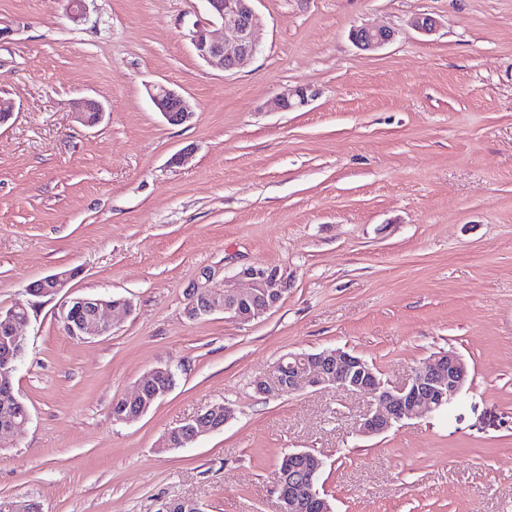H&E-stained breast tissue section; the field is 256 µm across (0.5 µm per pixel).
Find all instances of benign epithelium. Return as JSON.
<instances>
[{
  "label": "benign epithelium",
  "instance_id": "7a95c632",
  "mask_svg": "<svg viewBox=\"0 0 512 512\" xmlns=\"http://www.w3.org/2000/svg\"><path fill=\"white\" fill-rule=\"evenodd\" d=\"M211 18L234 36L232 46L216 39L205 26L193 25L190 40L196 55L209 64L232 71L253 58L260 49L259 34L262 19L256 12L254 0H204ZM354 42L363 50H375L389 43L394 32L384 27H362L352 33ZM150 100L170 125L179 126L194 115V107L182 94L163 85L149 87ZM281 108L290 110L305 105L307 90L299 88L279 98ZM104 112L102 103L84 98L77 103L76 115L84 125H97ZM76 277V272L64 270L30 282L25 292L37 298H54ZM245 281L246 287L238 286ZM285 292V282L277 268L245 267L233 276L221 269H205L194 284L191 293H205L212 297L201 314L222 313L237 322H250L274 309ZM128 307L124 299L113 297H71L64 301L59 318L69 334L80 340L93 339L110 332L111 324L105 313ZM86 308L92 321L74 320L75 312ZM29 321L28 305L20 301L7 310L0 309V397L8 403L18 402L13 387L15 361L25 349V339L18 328ZM165 374L162 368L152 371L136 386L134 398L141 399L134 413L120 417L124 422L146 414L153 402L168 394L161 389L146 400L144 389ZM470 376L465 359L454 351L441 354L417 368L407 383L387 387L377 370L358 356L340 349L318 353H294L280 361L272 373L255 381L256 390L266 396L290 395L307 387H327L351 394H367L377 407L368 411L360 423V432L374 436L389 430L405 419L420 417L453 402L462 392ZM230 407L215 404L176 428V433L188 434L187 440L216 432L223 428L220 420H229ZM324 466L322 458L308 450H294L285 457L284 468L276 483L286 491L279 494L278 512H332L326 498L320 496L316 484ZM159 512H204L194 499L170 500L161 503Z\"/></svg>",
  "mask_w": 512,
  "mask_h": 512
}]
</instances>
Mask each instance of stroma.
I'll return each mask as SVG.
<instances>
[{"mask_svg":"<svg viewBox=\"0 0 512 512\" xmlns=\"http://www.w3.org/2000/svg\"><path fill=\"white\" fill-rule=\"evenodd\" d=\"M0 0V309L30 304L14 389L30 411L0 436V499L42 512H277L275 473L308 449L334 512H512V0H256L259 52L227 72L189 38L204 0ZM437 21L432 34L416 15ZM394 30L360 50L359 27ZM196 105L167 124L147 88ZM307 86L308 103L279 97ZM101 101L80 124L73 104ZM184 163H174L179 153ZM275 267L287 289L248 323L192 321L206 268ZM70 296L126 298L109 335L78 340L61 298L26 286L60 270ZM341 348L391 386L448 351L458 399L366 437L367 395L253 381L291 353ZM171 391L112 416L149 371ZM220 431L165 435L208 406ZM104 112L102 103L93 98H84L77 103L76 115L85 126L93 127L97 125Z\"/></svg>","mask_w":512,"mask_h":512,"instance_id":"obj_1","label":"stroma"}]
</instances>
